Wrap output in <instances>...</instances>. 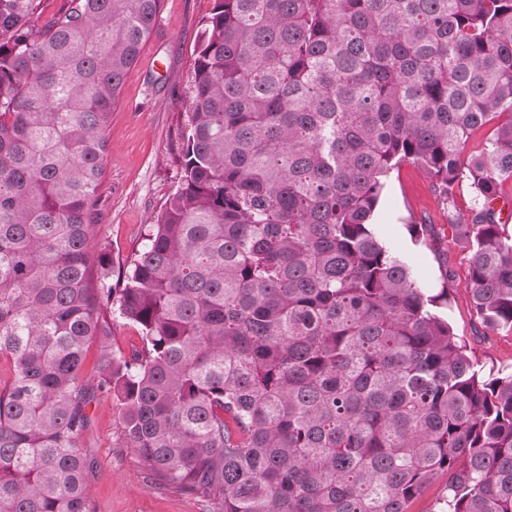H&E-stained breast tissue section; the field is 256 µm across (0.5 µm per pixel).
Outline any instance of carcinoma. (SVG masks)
Returning <instances> with one entry per match:
<instances>
[{
    "instance_id": "carcinoma-1",
    "label": "carcinoma",
    "mask_w": 512,
    "mask_h": 512,
    "mask_svg": "<svg viewBox=\"0 0 512 512\" xmlns=\"http://www.w3.org/2000/svg\"><path fill=\"white\" fill-rule=\"evenodd\" d=\"M162 3L0 0V512H91V342L126 447L205 512H408L441 474L436 512H512V372L373 232L405 163L468 188L473 306L512 330V0H212L180 185L116 271L107 130ZM137 329L118 314L112 315V349L116 354L128 355L135 346H140Z\"/></svg>"
}]
</instances>
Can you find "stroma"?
Returning a JSON list of instances; mask_svg holds the SVG:
<instances>
[{"instance_id": "1", "label": "stroma", "mask_w": 512, "mask_h": 512, "mask_svg": "<svg viewBox=\"0 0 512 512\" xmlns=\"http://www.w3.org/2000/svg\"><path fill=\"white\" fill-rule=\"evenodd\" d=\"M211 0H164L155 29L128 71L112 107L108 147L94 218L96 248L114 266H128L180 176V131L188 110L193 47L199 19ZM471 197L457 192L447 203L420 168L404 164L392 173L375 218L378 236L412 270L419 285L439 287L453 275L448 322L483 370L512 368V331L487 329L470 300L466 253L452 223ZM426 224L429 238L412 241L408 227ZM91 425L81 447L96 466L89 478L91 512H204L195 496L161 484L125 446L120 414L111 397L96 394Z\"/></svg>"}]
</instances>
